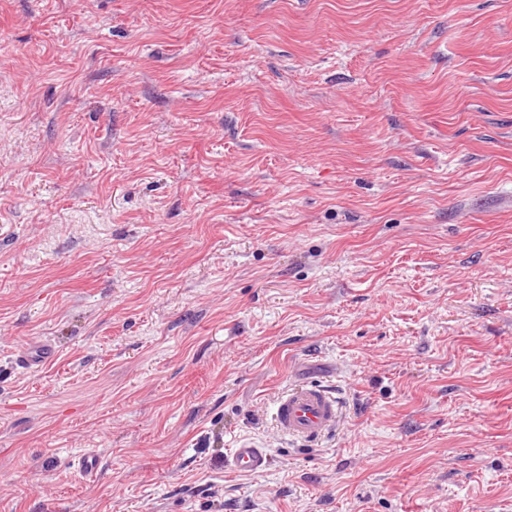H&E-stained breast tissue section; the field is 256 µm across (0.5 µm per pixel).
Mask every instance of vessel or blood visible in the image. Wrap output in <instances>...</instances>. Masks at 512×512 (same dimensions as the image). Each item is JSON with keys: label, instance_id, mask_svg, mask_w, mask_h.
<instances>
[{"label": "vessel or blood", "instance_id": "1", "mask_svg": "<svg viewBox=\"0 0 512 512\" xmlns=\"http://www.w3.org/2000/svg\"><path fill=\"white\" fill-rule=\"evenodd\" d=\"M276 428L294 439L313 443L330 433L339 420V401L327 386L306 382L281 394L273 405ZM271 456L266 449L247 445L232 450L229 466L242 474L266 471Z\"/></svg>", "mask_w": 512, "mask_h": 512}]
</instances>
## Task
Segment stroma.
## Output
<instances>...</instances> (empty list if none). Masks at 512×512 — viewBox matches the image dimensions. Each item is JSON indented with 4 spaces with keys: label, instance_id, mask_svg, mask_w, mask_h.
<instances>
[{
    "label": "stroma",
    "instance_id": "stroma-1",
    "mask_svg": "<svg viewBox=\"0 0 512 512\" xmlns=\"http://www.w3.org/2000/svg\"><path fill=\"white\" fill-rule=\"evenodd\" d=\"M504 503L512 0H0V512ZM272 415L282 433L313 443L330 433L339 420V401L323 384L306 382L276 399ZM271 456L265 448H254L242 445L232 448L228 458V465L235 471L254 475L263 473L270 465Z\"/></svg>",
    "mask_w": 512,
    "mask_h": 512
}]
</instances>
